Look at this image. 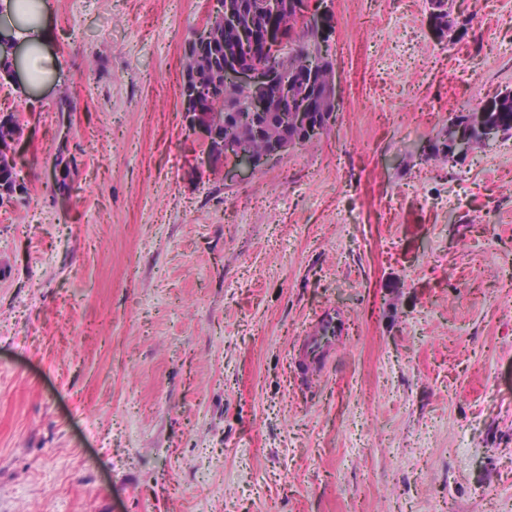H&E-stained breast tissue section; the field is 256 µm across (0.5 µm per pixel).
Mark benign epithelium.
<instances>
[{
    "mask_svg": "<svg viewBox=\"0 0 512 512\" xmlns=\"http://www.w3.org/2000/svg\"><path fill=\"white\" fill-rule=\"evenodd\" d=\"M263 8L266 24L257 29L241 21V0H218L207 21L197 30L199 35L210 34L222 39L228 37L244 45H261L264 47V52L277 58L275 63L257 60L250 65H245L236 55L224 56V84L234 86L247 94L256 112L281 110L284 107L283 100L271 99L270 89L279 81L280 63L288 59L286 42L288 28L298 21L313 31L323 33L326 30V11L321 0H290L289 8L286 10L282 7V0H264ZM183 117L189 129L199 135V141L202 143V159L217 158L223 161L226 177L242 168L257 172L270 161L288 152V146L283 145L261 155L234 156L224 152L215 156L209 151L212 134L203 111L200 109L195 112L185 111Z\"/></svg>",
    "mask_w": 512,
    "mask_h": 512,
    "instance_id": "obj_1",
    "label": "benign epithelium"
}]
</instances>
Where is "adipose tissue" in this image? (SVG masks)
<instances>
[{
	"instance_id": "1",
	"label": "adipose tissue",
	"mask_w": 512,
	"mask_h": 512,
	"mask_svg": "<svg viewBox=\"0 0 512 512\" xmlns=\"http://www.w3.org/2000/svg\"><path fill=\"white\" fill-rule=\"evenodd\" d=\"M51 0H0V36L18 44L14 68L23 75L21 90L55 81L60 62L49 51Z\"/></svg>"
}]
</instances>
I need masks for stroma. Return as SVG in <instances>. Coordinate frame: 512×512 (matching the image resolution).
<instances>
[{
	"label": "stroma",
	"mask_w": 512,
	"mask_h": 512,
	"mask_svg": "<svg viewBox=\"0 0 512 512\" xmlns=\"http://www.w3.org/2000/svg\"><path fill=\"white\" fill-rule=\"evenodd\" d=\"M450 2L451 44L327 0L336 124L230 181L180 97L210 0H52L58 78L0 87V512H512V138L429 158L512 89V0ZM10 117L13 119L11 122L0 121V205L4 204V201L9 203L28 193L26 183H18L15 158V145L23 136L24 125L17 113H11ZM319 331L314 336H307L308 356L316 366L323 357V354L336 343L339 326L336 325L331 314H326L321 320ZM327 327V329L322 328Z\"/></svg>",
	"instance_id": "1"
}]
</instances>
